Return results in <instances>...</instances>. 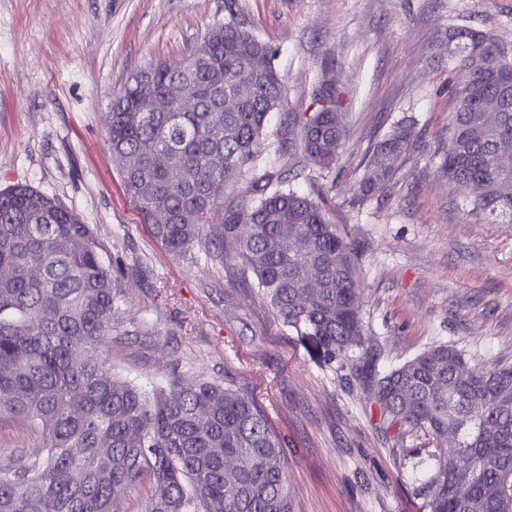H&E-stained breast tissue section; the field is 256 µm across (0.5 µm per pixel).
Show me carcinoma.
I'll return each instance as SVG.
<instances>
[{
  "mask_svg": "<svg viewBox=\"0 0 512 512\" xmlns=\"http://www.w3.org/2000/svg\"><path fill=\"white\" fill-rule=\"evenodd\" d=\"M448 51L468 79L455 89L439 168L451 187H481L464 211L470 222L512 224V154L498 149L512 140V61L492 32L472 28L448 29ZM277 55L232 21L211 29L184 64H151L112 93L106 141L129 204L173 252L202 238L225 185L249 176L215 244L233 245L279 318L324 361L353 363L365 344L356 252L322 194L260 166L269 116L284 103ZM175 89L194 109L154 111ZM493 98L501 109L489 108ZM312 104L294 122L305 159L328 170L345 137L336 87L317 85ZM412 138L411 125L393 126L361 191L384 185ZM0 268V420H29L46 448L0 471V512H114L145 473L148 512H292L284 443L252 398L210 382L145 391L112 373L103 346L113 269L78 213L31 186L1 190ZM374 387L382 413L407 430L458 433L456 447L434 451L426 512H512V367L471 369L436 345ZM226 457L238 467L224 470Z\"/></svg>",
  "mask_w": 512,
  "mask_h": 512,
  "instance_id": "obj_1",
  "label": "carcinoma"
}]
</instances>
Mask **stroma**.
<instances>
[{"label":"stroma","mask_w":512,"mask_h":512,"mask_svg":"<svg viewBox=\"0 0 512 512\" xmlns=\"http://www.w3.org/2000/svg\"><path fill=\"white\" fill-rule=\"evenodd\" d=\"M228 21L278 50L285 102L270 147L322 80L340 93L335 166H306L293 186L325 190L357 252L362 370L312 355L237 257L201 242L168 251L112 166V92ZM456 26L493 32L512 57V0H0V190L30 185L96 227L116 271L117 376L147 389L216 382L261 406L286 440L293 512H424L436 442L384 419L373 380L438 344L472 368L512 366V224L469 223L466 192L432 157L464 80L443 40ZM398 122L413 145L385 186L360 192L373 145ZM43 453L27 420L0 422V470Z\"/></svg>","instance_id":"obj_1"}]
</instances>
